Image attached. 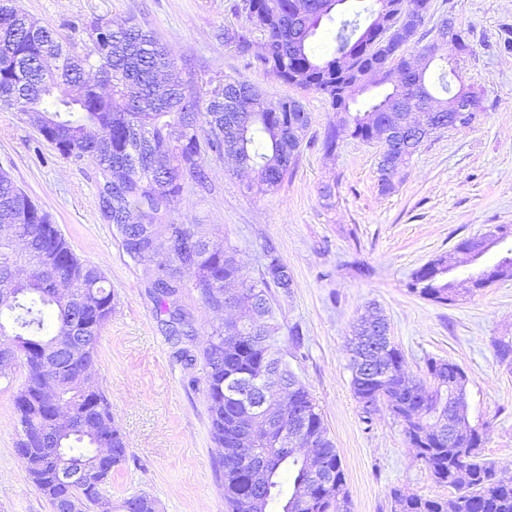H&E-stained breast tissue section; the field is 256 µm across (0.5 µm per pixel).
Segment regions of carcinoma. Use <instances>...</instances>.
I'll use <instances>...</instances> for the list:
<instances>
[{
  "label": "carcinoma",
  "instance_id": "1",
  "mask_svg": "<svg viewBox=\"0 0 512 512\" xmlns=\"http://www.w3.org/2000/svg\"><path fill=\"white\" fill-rule=\"evenodd\" d=\"M249 25L234 32L241 52L251 44L252 28L266 36L257 65L282 83L322 95L336 111L337 123L323 138L327 154L336 150L341 130L371 142L374 127L386 121L403 132V147L382 148L378 162L381 191L393 190L412 156L431 135L430 127L453 123L448 99L434 96L426 81L397 82L377 103L350 111L354 95L368 89L366 71L383 51L359 44L360 14L341 21L333 51L311 49L316 31L293 11L295 0H256ZM90 46L75 51L76 36L60 37L47 24L0 0V107L27 117L48 131L66 158L87 159L100 175L99 196L107 200L112 223L126 254L155 264L148 288L170 335L181 341L193 333L190 314L178 304L181 290L197 289L216 311L237 293L254 299L252 321L233 320L213 329L203 357L212 439L218 449L224 502L229 512H352L342 463L321 414L306 388L273 350L278 330L271 287L290 290L288 266L273 248L266 250L258 278L248 275L230 248L213 249L193 224L164 223L181 196L185 177L208 179L209 157L232 158L253 173L248 190L274 193L292 171L310 124L300 119V100H272L259 86L232 80L206 89L184 78L167 47L138 24L115 25L97 19ZM429 103L407 126L416 100ZM95 265L81 260L50 216L0 169V337L11 342L23 362L24 383L14 398L16 450L34 486L52 512L71 504L83 510L101 498L112 471L128 455L124 434L94 380V355L101 330L112 315V290ZM412 293L435 303L453 302L462 291L448 280V263L439 256L413 274ZM388 325L380 312L361 320L351 339V387L363 411L386 409L399 420L409 447L438 484L455 478L460 512H512V475L483 458L448 444L454 417L432 414L429 392L403 372L404 355L392 343L370 349L368 326ZM84 337L76 358H63L58 377L42 368L45 351L67 347V337ZM377 365L362 374L358 356ZM279 362L278 383L288 409L302 413L298 427L325 435L320 449L331 485L311 488L306 462L295 448L280 449L263 484L252 482L247 462L252 452L238 444L243 416L264 398L243 396L262 367ZM82 469L88 481L59 480V466ZM392 512H448V501L389 493ZM121 512H155L147 494L124 499Z\"/></svg>",
  "mask_w": 512,
  "mask_h": 512
}]
</instances>
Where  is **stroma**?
I'll use <instances>...</instances> for the list:
<instances>
[{
  "mask_svg": "<svg viewBox=\"0 0 512 512\" xmlns=\"http://www.w3.org/2000/svg\"><path fill=\"white\" fill-rule=\"evenodd\" d=\"M234 2L17 0L63 36L100 17L139 23L167 44L184 76L213 87L246 80L269 98H299L310 112L301 153L277 192L249 193L247 174L234 171L230 160L210 158L208 184L186 180L168 219L196 225L213 245L234 247L250 276L270 246L287 265L293 285L275 295L274 345L323 416L353 512H391L394 487L431 498L449 494L408 448L399 421L383 410L364 414L353 396L352 326L375 305L411 379L425 378L430 358L452 360L467 372L470 412L487 429L483 455L512 472V367L498 362L492 346L512 336V279L449 305L408 290L412 274L436 256H445L462 279L512 250L507 240L473 263L457 249L461 240L512 225V0H430L423 28L450 18L464 30L469 50L459 75L480 92L483 112L472 126L426 140L388 193L379 187V145L343 134L335 154L325 155L323 133L337 121L325 99L258 71L226 42L225 33L246 24ZM0 168L50 215L77 256L102 269L114 294L95 380L129 455L92 512H115L140 493L154 499L157 512H227L201 356L213 325L245 316V308L219 313L197 290L183 289L179 302L196 328L187 347L197 358L184 369L156 316L143 265L126 255L99 207L94 165L62 157L23 115L0 109ZM13 373L12 382L0 380V512H50L15 450L14 397L24 370L17 365Z\"/></svg>",
  "mask_w": 512,
  "mask_h": 512,
  "instance_id": "stroma-1",
  "label": "stroma"
}]
</instances>
